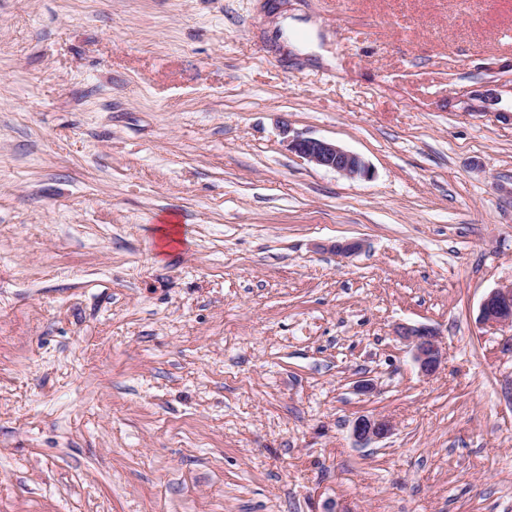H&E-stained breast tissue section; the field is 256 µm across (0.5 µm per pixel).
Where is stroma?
I'll return each mask as SVG.
<instances>
[{"label":"stroma","mask_w":512,"mask_h":512,"mask_svg":"<svg viewBox=\"0 0 512 512\" xmlns=\"http://www.w3.org/2000/svg\"><path fill=\"white\" fill-rule=\"evenodd\" d=\"M511 283L512 0H0V512H512ZM291 24L294 28H300L303 33L307 36V41L297 40L294 42V46L297 49L302 50L303 52L310 51V48L306 47V43L311 45V48L316 52L318 62L327 67H336L338 68V60L334 58L332 52L318 48V44L321 40L320 38V29L318 24L313 21H309L308 23H296L291 21ZM292 152L315 166L349 178L366 177L369 167L361 156L331 141L316 138H288ZM479 321L493 326L512 325V285L495 288L483 298ZM396 333L410 345L413 361L421 374H435L444 356L436 330L426 325L401 324ZM392 431L393 424L389 420L375 416L361 415L352 424V435L362 446L380 440Z\"/></svg>","instance_id":"35a3bbf8"}]
</instances>
